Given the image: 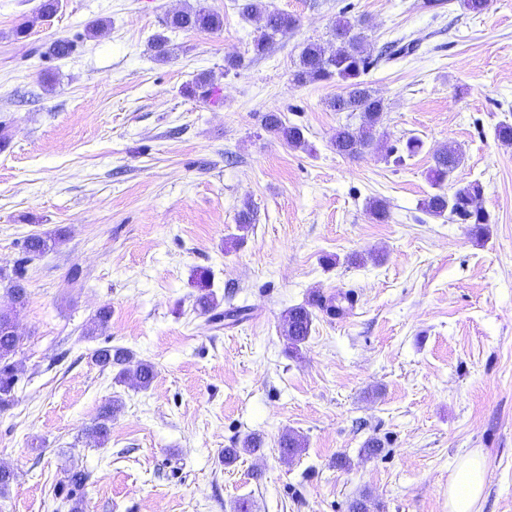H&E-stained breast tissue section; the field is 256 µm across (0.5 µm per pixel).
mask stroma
Segmentation results:
<instances>
[{"instance_id": "1", "label": "stroma", "mask_w": 512, "mask_h": 512, "mask_svg": "<svg viewBox=\"0 0 512 512\" xmlns=\"http://www.w3.org/2000/svg\"><path fill=\"white\" fill-rule=\"evenodd\" d=\"M249 0H0V271L25 265L16 312L15 401L0 410V466L16 478L0 512H55L65 471L83 470L84 512H448V477L478 451L487 461L477 512H512V0L479 15L421 0H263L298 27L262 56ZM197 4L216 33L166 30ZM364 22L379 59L365 80L386 110L370 152L340 156L330 139L348 116L336 82H292L302 47H332L339 15ZM166 33L171 54L151 47ZM74 41L71 55L50 44ZM412 55L385 61L388 42ZM241 59L225 71L228 56ZM210 72L221 97L185 88ZM305 129L292 149L263 113ZM418 137L396 161L390 147ZM459 148L453 181L483 185L484 231L426 215L432 154ZM386 200L390 217L367 210ZM251 209L248 230L236 223ZM32 234L58 237L25 259ZM358 253L362 264H347ZM214 292V321L195 299ZM353 292L342 317L316 312L292 352L289 307ZM105 332L88 329L100 307ZM122 346L154 364L148 390L117 384L93 359ZM105 444L85 433L112 399ZM307 445L283 459L286 431ZM252 433L256 453L225 465ZM382 449L370 455L366 441Z\"/></svg>"}]
</instances>
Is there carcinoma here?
Wrapping results in <instances>:
<instances>
[{
	"instance_id": "1",
	"label": "carcinoma",
	"mask_w": 512,
	"mask_h": 512,
	"mask_svg": "<svg viewBox=\"0 0 512 512\" xmlns=\"http://www.w3.org/2000/svg\"><path fill=\"white\" fill-rule=\"evenodd\" d=\"M250 13L258 15L263 20L262 32L253 40L252 51L257 56H263L279 37L286 36L297 27V19L288 13L269 11L260 0L249 4ZM166 27L175 30H197L203 32H218L224 26L222 16L205 7H189L168 16ZM335 45L328 49L318 42H309L301 50L298 62L292 72L293 81L298 84L328 82L336 80L344 84L341 94L329 101V107L336 112H359L362 121L354 127L349 123L336 127L331 137V144L336 153L351 159L363 156L373 146L378 127L381 125L385 105L369 88L362 76L378 60L366 54L363 32L359 31L348 18L341 16L334 24ZM188 94L211 102L217 99L216 90L208 73H201L192 83ZM263 128L277 139L285 142L291 148L307 146L304 129L298 125H288L282 120L279 112L271 110L261 116ZM433 165L429 169L428 179L432 191L421 202L422 210L435 219L456 220L464 224H486L487 215L474 206L483 192L482 185L477 181L462 186L448 187L452 173L461 165L462 154L453 146H444L434 152ZM57 244L50 236L31 235L24 240V253L28 257L42 255ZM25 276L24 268L15 271V277L9 281L11 301L21 307L27 298L26 289L21 287ZM352 303L349 294L340 297H330L316 301V306L329 314L336 316L344 311L343 303ZM197 305L204 313L212 314V319L222 317L238 321L245 318L246 310L242 308L229 309L224 313L215 312L217 304L210 293H205L197 299ZM314 312L301 305L289 308L282 316V333L288 340L289 348L296 350L310 336ZM23 341L10 328L0 325V410L8 407L13 401V390L16 381L13 357ZM94 361L104 369L115 371V379L123 381L129 377L136 381L141 389H147L155 378V366L147 361L137 363L135 370H130L128 364L133 353L125 347H102L93 354ZM119 409L118 401L102 407L96 421L89 426L88 433L100 441H105L110 434L108 422ZM306 446L304 437L293 431L284 433L279 441L281 453L292 457ZM261 447V439L249 435L242 441L240 448L224 449V463L234 462L242 453H254ZM90 475L84 471H73L67 474L65 482L68 487L67 501L72 503L71 512H83V500L77 494L85 488Z\"/></svg>"
}]
</instances>
